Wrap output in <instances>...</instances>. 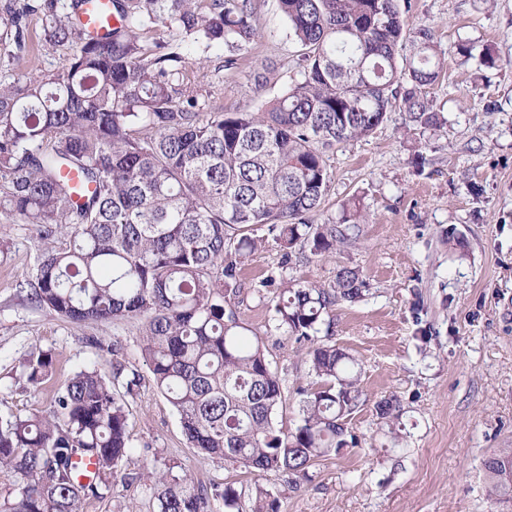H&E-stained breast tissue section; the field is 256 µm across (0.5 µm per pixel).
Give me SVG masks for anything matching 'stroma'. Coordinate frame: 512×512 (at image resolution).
<instances>
[{
    "label": "stroma",
    "mask_w": 512,
    "mask_h": 512,
    "mask_svg": "<svg viewBox=\"0 0 512 512\" xmlns=\"http://www.w3.org/2000/svg\"><path fill=\"white\" fill-rule=\"evenodd\" d=\"M410 28L431 30L446 59L430 96L448 119L422 134L404 113L372 136L330 153V192L319 220L337 217L359 197L368 214L359 243L309 257L296 274L326 284L339 268H359L370 285L364 300L338 303L332 342L359 362L362 392L349 421L360 444L321 462L311 480L285 488L282 476L260 479L280 512H488L483 460L512 448V0H407ZM32 51L16 63L0 42V80L67 66L69 46L39 43L41 20L30 17ZM494 49L498 65L463 60L464 42ZM299 48L277 0H261L260 25L236 70L224 49L185 45L209 104L254 110L298 75ZM273 74L255 86L254 71ZM44 244L29 225L0 217V415L50 409L54 391L73 373L113 364L137 372L128 400L133 454L124 470L165 472L178 463L195 478L223 480L222 461L188 447L179 416L157 390L140 351L135 322L77 325L31 300L20 282ZM242 321L262 339L287 400L275 417L282 431L299 423L297 388L310 385L309 343L274 327L272 303L248 294ZM116 353H107L109 345ZM52 350L53 369L38 388L16 378L25 355ZM396 397L404 441L391 447L375 405ZM149 487L109 480L84 512H148Z\"/></svg>",
    "instance_id": "stroma-1"
}]
</instances>
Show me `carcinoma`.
I'll return each instance as SVG.
<instances>
[{"label": "carcinoma", "instance_id": "carcinoma-1", "mask_svg": "<svg viewBox=\"0 0 512 512\" xmlns=\"http://www.w3.org/2000/svg\"><path fill=\"white\" fill-rule=\"evenodd\" d=\"M77 6L15 0L0 15V38L19 62L34 14L44 45L72 50L64 70L0 80V214L46 243L20 287L75 324L137 321L144 362L189 447L229 470L279 474L291 488L359 444L348 423L361 369L327 339L332 307L363 299L368 283L348 266L327 285L293 274L297 256L353 244L367 223L356 200L314 223L330 188L327 153L373 135L397 110L417 127L444 128L428 89L445 60L430 30L409 28L398 0H279L300 46V79L254 112H228L206 104L179 45L146 34L222 44L233 70L258 33V0H112L118 25L99 38L75 25ZM269 246L278 273L255 292L274 303L276 329L313 343L316 382L297 389L300 420L288 432L273 424L281 379L238 311L245 266ZM52 367L51 352L32 350L19 380L36 387ZM139 385L135 371L119 391L83 369L50 411L0 417V468L20 479L0 512H84L111 477L153 480L150 512H213L215 502L224 512H279L256 482L121 472L133 451L127 398ZM376 412L399 446L397 399H381ZM77 454L92 459L95 481L77 480ZM484 470L491 504H512V448L488 456Z\"/></svg>", "mask_w": 512, "mask_h": 512}]
</instances>
